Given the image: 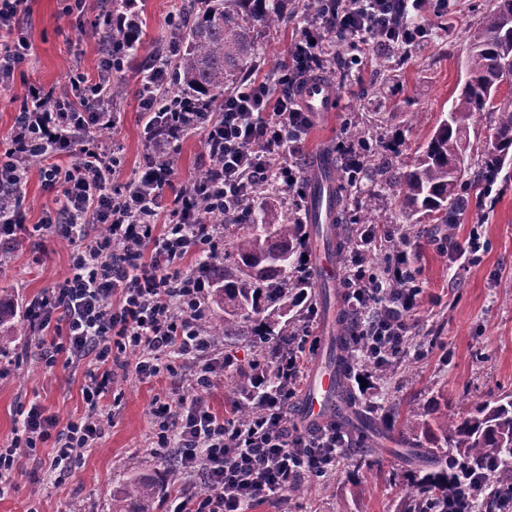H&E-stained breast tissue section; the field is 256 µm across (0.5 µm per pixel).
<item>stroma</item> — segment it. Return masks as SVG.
<instances>
[{
    "label": "stroma",
    "mask_w": 512,
    "mask_h": 512,
    "mask_svg": "<svg viewBox=\"0 0 512 512\" xmlns=\"http://www.w3.org/2000/svg\"><path fill=\"white\" fill-rule=\"evenodd\" d=\"M69 0H29L22 28L30 44V61L14 73L9 86L0 87V142L11 131L28 85L39 84L63 92L75 70L93 76L101 52L93 13H67ZM497 0H457L453 14H428L423 22L429 31L425 42L410 52L371 44L345 50L335 74L327 76L334 109L315 118L305 141L302 169L316 158L328 156L336 171L344 159L337 144L345 127L359 130L386 163L387 171L411 162L415 151L437 126L442 112L461 86L460 63L466 55L470 31L494 9ZM142 45L125 69L113 72V84L123 94L111 104L119 119L107 134L121 160L120 175L138 169L146 153V120L140 112L136 89L140 60L159 51L167 42L170 0H136ZM296 37L295 24L261 31L258 59L261 73L275 71L286 59ZM178 183L202 175L208 158L200 136L176 144ZM385 173H362L349 186L352 207L369 211L375 224H390L394 233L387 247L377 250L384 260L405 252L420 288L418 306L411 317L416 328L405 357L392 371L368 377L357 388L360 400L377 414L383 440L367 452L341 448L336 468L324 477L301 478L303 494L286 493L281 501H257L248 512H404L408 479L417 467L404 449L414 436L402 420L410 411L428 414L436 406L449 405L464 412L473 405L512 392V165L498 179L492 196L480 209H467L457 224H410L396 197L385 188ZM22 206L28 224L39 223L53 209L54 195L31 167L21 183ZM479 233L480 249L470 262L450 263L447 249L464 240L470 230ZM71 249L59 238L38 235L17 243L0 244V295H10L23 307L43 290L54 287L68 273ZM308 306L294 310L296 328H308L316 344L305 351V369L313 371L326 352L329 334L336 331L337 310L307 318V307H320L322 291L309 289ZM224 351L235 358L222 387L211 390L216 411L230 409L239 370L253 357L243 340L228 338ZM128 365L114 391L119 400L112 407V424L95 448L62 479L47 467L52 448L39 449L24 458L25 472L4 495L0 512H70L80 503L86 512H112V491L138 471L165 474L163 456L149 448L150 407L158 396L192 395V388L176 389L170 377L139 379L133 366L135 353L125 355ZM85 365L57 361L47 366L38 356L33 336L7 338L0 350V447L10 444L20 406L36 402L60 420L81 416Z\"/></svg>",
    "instance_id": "obj_1"
}]
</instances>
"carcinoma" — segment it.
<instances>
[{
    "label": "carcinoma",
    "instance_id": "cac0c4a2",
    "mask_svg": "<svg viewBox=\"0 0 512 512\" xmlns=\"http://www.w3.org/2000/svg\"><path fill=\"white\" fill-rule=\"evenodd\" d=\"M288 21L284 0H186L171 16L174 38L173 87L168 99L192 96L220 106L228 85L258 56L255 25L275 26ZM112 47L123 58L139 39L134 23L112 25ZM466 79L438 127L428 136L413 163L397 177L395 187L407 215L418 213L437 224H455L465 199L474 187L479 196L490 194L499 173L512 162V95L497 100L487 94L489 83L512 84V0H497L468 36ZM490 117L488 142L481 150L473 181H464L474 154L470 127L481 114ZM302 214L281 206L277 194L258 205L245 206L232 218H224V245L231 251L233 266L212 278L215 288L206 302L208 312L218 311L210 325L214 336L230 332L258 349L250 368L266 372L274 382L278 348L266 349L270 336L283 342L294 333L288 314L300 303L313 282L299 271L301 246L306 240ZM26 318L0 299V326ZM326 365L339 383L330 399V414L352 428L362 448L377 444V428L371 418L358 412L349 379L356 365V352L347 327L330 342ZM261 396L237 397V416L244 420L259 409ZM420 434L453 448L465 462L499 466L491 490L503 508L512 506V395L476 405L465 414L442 412L431 421L415 425ZM176 479L171 468L164 479L137 472L113 492V512H156L160 508L163 482ZM448 486V474L439 478L423 475L411 482L405 512H425L428 501L439 498Z\"/></svg>",
    "mask_w": 512,
    "mask_h": 512
}]
</instances>
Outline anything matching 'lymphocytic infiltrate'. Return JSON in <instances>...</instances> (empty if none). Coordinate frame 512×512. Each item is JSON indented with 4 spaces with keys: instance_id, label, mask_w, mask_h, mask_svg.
Returning a JSON list of instances; mask_svg holds the SVG:
<instances>
[{
    "instance_id": "lymphocytic-infiltrate-1",
    "label": "lymphocytic infiltrate",
    "mask_w": 512,
    "mask_h": 512,
    "mask_svg": "<svg viewBox=\"0 0 512 512\" xmlns=\"http://www.w3.org/2000/svg\"><path fill=\"white\" fill-rule=\"evenodd\" d=\"M28 0H0V85L9 84L26 62L29 45L19 25ZM451 0H318L300 4L299 37L273 75L249 76L225 89L219 110L203 101L180 99L173 111H158L157 93L168 85L169 60L154 57L137 92L146 117L148 151L137 172L116 183L119 161L100 137L114 128L107 109L112 96L114 57H102L96 78L75 73L69 92L55 97L28 86L0 153V240L30 236L17 193L30 159L40 158L42 177L57 208L40 228L56 231L72 247L68 275L33 298L26 316L48 363L90 360L83 393L90 408L60 422L30 403L21 410L15 435L0 448V490L12 484L20 454L36 455L52 444L51 471L69 473L95 447L112 422L104 397L119 381L123 354H137L135 373L151 379L176 376L175 355L187 363L192 397L158 398L152 404L153 447L175 453L180 501L173 512H245L255 500H280L304 476H324L336 462L341 438L332 430L291 437L288 404L303 377L304 347L292 336L276 363L280 389L266 393L245 426L215 411L203 395L224 378L233 359L218 355L207 330L205 300L216 270L222 223L199 211L200 201L228 211L249 203L257 185L298 198L303 180L294 157L303 155L311 125L299 93L310 80L335 71L341 49L368 42L400 49L419 45L427 12H444ZM201 134L208 156L203 178L176 181L170 162L175 144ZM99 224L101 236L89 238ZM354 267L344 286L355 325L357 351L374 370L401 355L412 334L408 313L419 290L403 253L384 276L368 273V257L386 243L380 225L356 230ZM199 256L186 269L187 255ZM491 474L448 470V494L441 512H477Z\"/></svg>"
}]
</instances>
